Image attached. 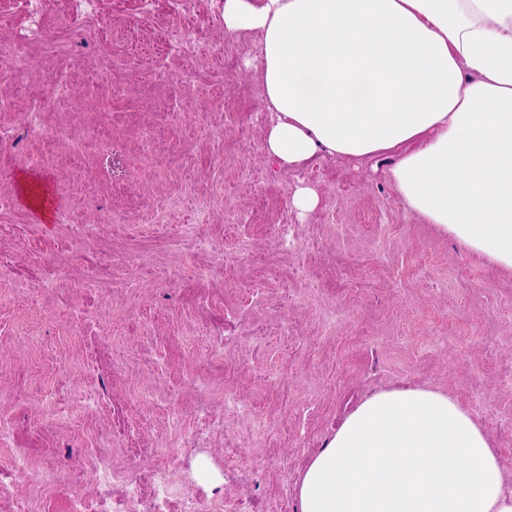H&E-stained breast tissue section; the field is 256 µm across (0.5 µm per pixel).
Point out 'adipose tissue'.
I'll return each instance as SVG.
<instances>
[{
  "label": "adipose tissue",
  "instance_id": "1",
  "mask_svg": "<svg viewBox=\"0 0 512 512\" xmlns=\"http://www.w3.org/2000/svg\"><path fill=\"white\" fill-rule=\"evenodd\" d=\"M260 37L283 169L393 157L404 209L512 270V0H224ZM299 512H512L496 448L430 389L364 400L311 459Z\"/></svg>",
  "mask_w": 512,
  "mask_h": 512
}]
</instances>
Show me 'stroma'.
I'll use <instances>...</instances> for the list:
<instances>
[{"mask_svg": "<svg viewBox=\"0 0 512 512\" xmlns=\"http://www.w3.org/2000/svg\"><path fill=\"white\" fill-rule=\"evenodd\" d=\"M6 2L0 46L31 64L0 76V100L48 88L57 57L74 65L42 115L63 138L0 112V512H75L107 495L108 472L134 487L157 469L207 512H299L312 455L365 398L403 387L464 405L512 489L511 270L407 212L387 158L270 164L263 87L245 66L258 40L225 31L222 0L192 12L223 56L169 54L152 80L124 60L156 30L137 0H102L97 19L44 0L43 44L21 37L25 0ZM91 136L102 149L74 155ZM302 187L320 199L305 215L291 205ZM280 213L284 240L270 231ZM232 231L248 247L228 270ZM228 392L247 412L225 413Z\"/></svg>", "mask_w": 512, "mask_h": 512, "instance_id": "obj_1", "label": "stroma"}]
</instances>
